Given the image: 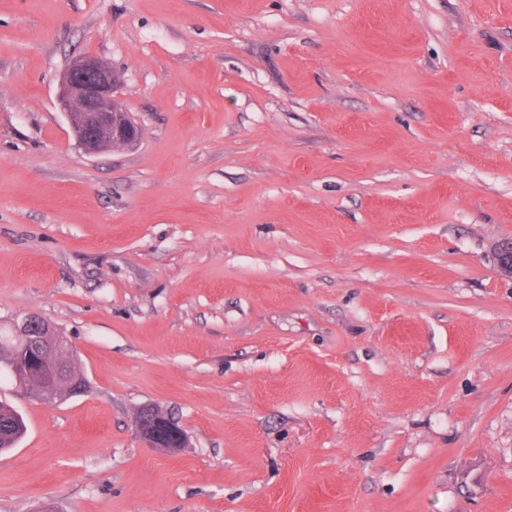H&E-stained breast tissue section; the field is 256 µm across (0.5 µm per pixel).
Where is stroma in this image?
Listing matches in <instances>:
<instances>
[{
  "instance_id": "obj_1",
  "label": "stroma",
  "mask_w": 512,
  "mask_h": 512,
  "mask_svg": "<svg viewBox=\"0 0 512 512\" xmlns=\"http://www.w3.org/2000/svg\"><path fill=\"white\" fill-rule=\"evenodd\" d=\"M90 53L142 127L88 155ZM512 0H0V512H512ZM182 448H148L144 406ZM119 74L96 56L75 58L61 77L57 101L76 144L94 155L135 148L141 126L119 96ZM51 325L42 317L36 314L27 315L16 326V334L13 337H22L25 339L27 346L30 347V355H36L32 350L39 351L41 355V363L39 364L40 380L43 383L40 386L38 375L31 369H26L25 353L22 354V359L17 365V371L20 375L27 377L29 393L42 397V390L53 392L58 381L61 378V370L64 366L59 359V338L58 336H46L48 331H52ZM27 431L22 415L11 404L0 401V450L15 447ZM149 409L152 413L153 417H164L161 412L158 410H155L151 407H145L140 410L138 417L142 415V413ZM137 417V418H138ZM159 425H161L156 420L154 421V426L149 423V419L147 417L145 418H138L135 423V430L137 435L140 437V439L147 445L149 448H158V442L163 437H172L174 439V443L176 445L181 444L183 440V434L180 431L173 430V429H166V428H159ZM158 430H161L159 432Z\"/></svg>"
}]
</instances>
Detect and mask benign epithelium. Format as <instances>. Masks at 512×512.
<instances>
[{"mask_svg": "<svg viewBox=\"0 0 512 512\" xmlns=\"http://www.w3.org/2000/svg\"><path fill=\"white\" fill-rule=\"evenodd\" d=\"M119 74L96 56L86 53L75 58L61 77L57 101L64 113L76 144L87 154L94 155L115 148H135L142 139L141 126L118 94ZM51 325L36 314L27 315L16 326L15 337L25 339L27 346L41 353L39 375L42 388L52 392L64 369L59 359V338L49 336ZM0 368L13 376L15 388L27 393L16 373L13 347L0 343ZM135 430L149 448L158 447L163 437H171L179 445L180 431L159 428V422L149 423L139 418Z\"/></svg>", "mask_w": 512, "mask_h": 512, "instance_id": "benign-epithelium-1", "label": "benign epithelium"}]
</instances>
